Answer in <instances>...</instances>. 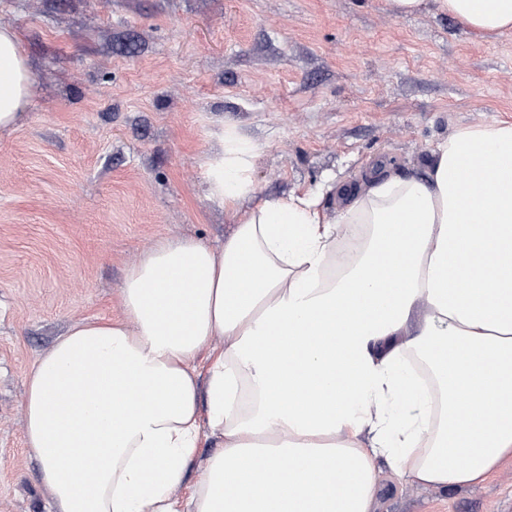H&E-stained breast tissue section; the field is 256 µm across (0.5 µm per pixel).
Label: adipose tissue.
<instances>
[{
  "label": "adipose tissue",
  "instance_id": "obj_1",
  "mask_svg": "<svg viewBox=\"0 0 512 512\" xmlns=\"http://www.w3.org/2000/svg\"><path fill=\"white\" fill-rule=\"evenodd\" d=\"M392 3L477 39L512 30V0ZM33 89L0 23V130ZM216 136L206 197L231 235L157 242L121 318L72 327L27 377L48 512H375L381 458L396 483L485 480L512 457V122L459 127L419 174L278 198L256 188V145ZM208 435L220 450L183 488Z\"/></svg>",
  "mask_w": 512,
  "mask_h": 512
}]
</instances>
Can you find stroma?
Returning <instances> with one entry per match:
<instances>
[{
  "label": "stroma",
  "mask_w": 512,
  "mask_h": 512,
  "mask_svg": "<svg viewBox=\"0 0 512 512\" xmlns=\"http://www.w3.org/2000/svg\"><path fill=\"white\" fill-rule=\"evenodd\" d=\"M35 95L0 132V512H45L25 445L27 375L72 326L122 315L161 240L223 243L212 130L235 127L278 197L417 169L457 127L512 122V32L471 38L390 0H0ZM379 512H512V458L483 483L383 490Z\"/></svg>",
  "instance_id": "1"
}]
</instances>
